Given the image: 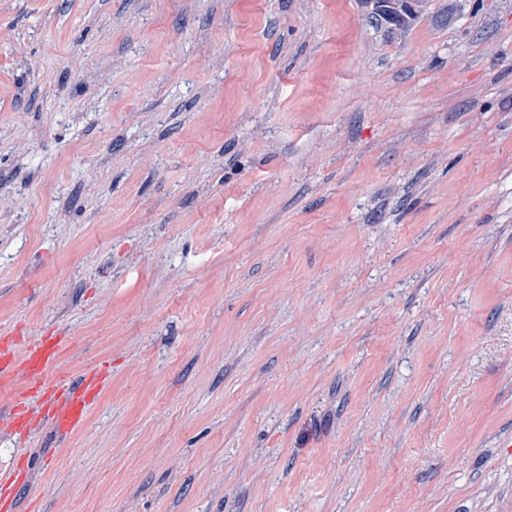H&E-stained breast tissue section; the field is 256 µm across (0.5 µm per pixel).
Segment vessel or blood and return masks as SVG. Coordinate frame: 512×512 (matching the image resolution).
<instances>
[{
    "mask_svg": "<svg viewBox=\"0 0 512 512\" xmlns=\"http://www.w3.org/2000/svg\"><path fill=\"white\" fill-rule=\"evenodd\" d=\"M64 337L51 336L30 345L24 357H17L12 345L0 343V388L12 390L13 401L0 409V429H24L33 421L29 393L41 394L47 409L46 419L57 433L68 434L85 423L95 397L107 383V370L98 367L78 377L54 375ZM25 390H16V382Z\"/></svg>",
    "mask_w": 512,
    "mask_h": 512,
    "instance_id": "1",
    "label": "vessel or blood"
}]
</instances>
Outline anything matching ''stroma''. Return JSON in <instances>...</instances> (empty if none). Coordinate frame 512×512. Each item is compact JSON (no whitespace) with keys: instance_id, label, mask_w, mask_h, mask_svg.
<instances>
[{"instance_id":"obj_1","label":"stroma","mask_w":512,"mask_h":512,"mask_svg":"<svg viewBox=\"0 0 512 512\" xmlns=\"http://www.w3.org/2000/svg\"><path fill=\"white\" fill-rule=\"evenodd\" d=\"M58 334L108 383L0 432L13 512H512V0H0V338ZM373 4L374 14L386 23L401 27L408 16H417L426 4V0H365Z\"/></svg>"}]
</instances>
